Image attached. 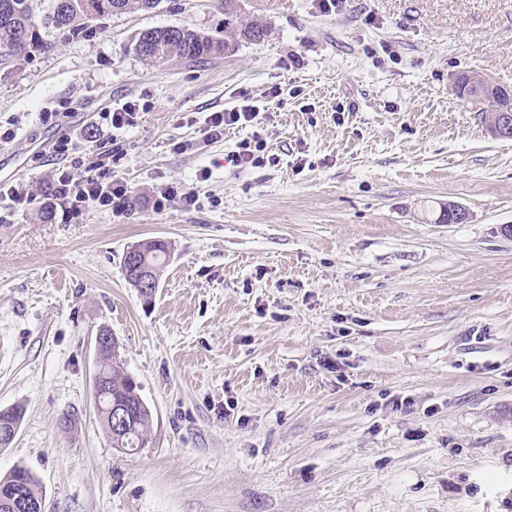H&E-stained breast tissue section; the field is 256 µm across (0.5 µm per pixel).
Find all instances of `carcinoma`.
<instances>
[{
    "label": "carcinoma",
    "instance_id": "cac0c4a2",
    "mask_svg": "<svg viewBox=\"0 0 512 512\" xmlns=\"http://www.w3.org/2000/svg\"><path fill=\"white\" fill-rule=\"evenodd\" d=\"M161 0H0V64L14 59L31 58L53 48L51 36L68 34L79 36L89 30L95 21L114 15L157 8ZM224 30H231L240 38L259 42L268 33L267 27L258 22L241 19L238 0H224ZM133 53L148 64L163 63L171 58L188 62H203L228 49V44L218 38L190 29L184 25H167L148 29L133 40ZM136 262L146 266L153 281H158L161 267L169 254V245L153 239L129 247ZM134 262V263H136ZM134 263L122 257L128 283L139 287L133 274ZM101 365L105 369V396L96 406L112 447L133 452L146 447L152 420V411L143 400L137 383L122 364L117 362V348L105 347L101 352ZM123 401L132 410L124 432L116 434L107 407L112 401ZM25 414L22 404L0 408V448H6L14 439ZM25 480V493L29 499L43 497L37 476L28 468L17 466L0 477V491L6 492L15 485L18 475Z\"/></svg>",
    "mask_w": 512,
    "mask_h": 512
}]
</instances>
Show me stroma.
Segmentation results:
<instances>
[{
	"mask_svg": "<svg viewBox=\"0 0 512 512\" xmlns=\"http://www.w3.org/2000/svg\"><path fill=\"white\" fill-rule=\"evenodd\" d=\"M239 5L264 41L225 32L224 0H162L0 65V133L36 194L59 136L147 107L100 141L127 218L0 222V408H26L0 476L30 468L45 512H512V140L452 89L462 71L512 89V0ZM180 24L229 50L131 51ZM246 102L247 127L204 140L199 118ZM255 133L278 165L233 166ZM171 182L196 204L154 211ZM448 202L469 219L437 223ZM146 239L171 248L149 298L121 265ZM103 326L152 410L135 454L95 408ZM144 112V105L140 106L137 101H125L123 103H116V106H112V110L106 112L107 114L104 119L109 118L108 131H103L101 127V136L104 137L106 134H111L113 139V130H127L136 128L139 122L140 113Z\"/></svg>",
	"mask_w": 512,
	"mask_h": 512,
	"instance_id": "stroma-1",
	"label": "stroma"
}]
</instances>
